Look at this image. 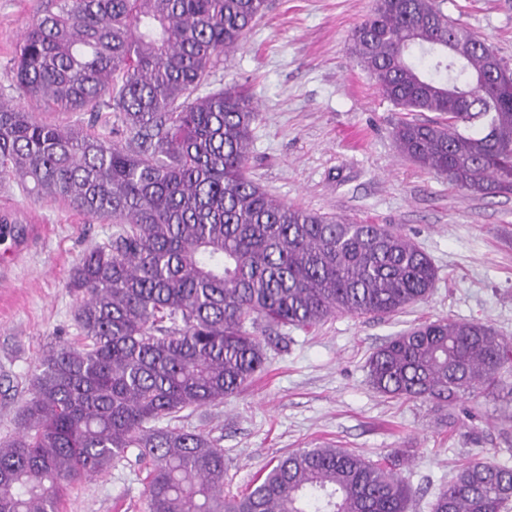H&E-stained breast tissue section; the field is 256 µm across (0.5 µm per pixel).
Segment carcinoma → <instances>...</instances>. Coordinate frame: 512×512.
Listing matches in <instances>:
<instances>
[{"mask_svg":"<svg viewBox=\"0 0 512 512\" xmlns=\"http://www.w3.org/2000/svg\"><path fill=\"white\" fill-rule=\"evenodd\" d=\"M267 0H50L13 57L16 88L63 112L111 111L125 144L0 100V177L116 226L74 266L76 342L44 356L18 432L0 440V512H59L74 481L135 456L147 512H408L409 449L280 458L224 496V448L177 414L241 393L284 329L338 314L393 316L439 279L406 235L287 204L248 175L259 112L210 89ZM353 53L404 117L399 151L452 186L512 194V65L438 0H375ZM380 394L453 407L481 393L512 420V344L489 324L437 318L368 361ZM431 512H512V467L462 465Z\"/></svg>","mask_w":512,"mask_h":512,"instance_id":"cac0c4a2","label":"carcinoma"}]
</instances>
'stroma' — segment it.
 <instances>
[{"mask_svg": "<svg viewBox=\"0 0 512 512\" xmlns=\"http://www.w3.org/2000/svg\"><path fill=\"white\" fill-rule=\"evenodd\" d=\"M41 0H0V99L17 101L11 60ZM373 0H270L243 48L214 73L247 89L260 116L251 174L278 199L409 236L439 269L427 302L378 319L339 314L311 331H289L267 347L269 368L224 402L183 411L176 426L202 430L224 448V493L248 492L279 457L330 444L378 460L410 450L403 470L409 512H431L458 465L512 466V426L485 398L466 400L446 428L424 402L385 398L370 386L366 362L390 336L437 317L492 325L512 343V195L459 191L398 151L400 114L357 62L352 33ZM457 22L512 63V0H445ZM24 233L0 243V439L12 436L42 357L76 341L80 296L68 286L80 258L111 237L113 225L40 200L17 179L0 182V213ZM143 466L120 461L72 485L60 512H146Z\"/></svg>", "mask_w": 512, "mask_h": 512, "instance_id": "stroma-1", "label": "stroma"}]
</instances>
